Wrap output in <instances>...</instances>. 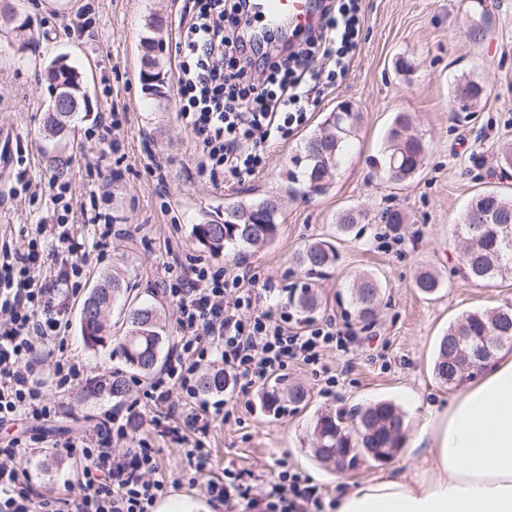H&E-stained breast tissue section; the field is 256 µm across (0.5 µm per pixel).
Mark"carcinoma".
Instances as JSON below:
<instances>
[{"label":"carcinoma","instance_id":"carcinoma-1","mask_svg":"<svg viewBox=\"0 0 512 512\" xmlns=\"http://www.w3.org/2000/svg\"><path fill=\"white\" fill-rule=\"evenodd\" d=\"M158 46L160 43L153 37L142 40L143 77L156 79V82L148 85L155 96L162 94L167 79V71L155 55ZM48 74L51 95L46 133L55 138L64 135L78 113L88 111L90 95L82 72L69 57L59 55L53 58V63L48 65ZM453 94L465 97L469 108L479 106L487 98L485 84L469 77L455 85ZM357 120L358 113L347 105H341L338 111L330 113L321 127L306 139L303 156L297 159L302 170L291 172L289 179L302 180L308 192H325ZM424 150L421 138L412 131L406 119L400 117L388 131L383 165H388L392 156L398 155L404 165L402 180L405 181L421 167ZM266 202L267 199L263 198L229 205L224 208V213L239 217L236 223L206 219L193 225V234L201 245L216 254L228 248L269 244L278 237L280 224L277 221V208L260 210ZM488 210L497 219L485 226L481 213ZM360 220V212L345 210L338 218L337 229L346 234ZM460 236L468 242L467 253L470 257L466 262V271L469 278L490 286L498 279L512 276L511 195L499 191H485L477 195L475 204L464 213ZM336 260V246L326 240L312 242L294 256L297 265L315 272L332 266ZM439 287L438 277L431 272L424 271L416 279V288L423 294H433ZM123 290L119 276L106 275L84 300L80 324L89 346H100L108 339L104 311ZM380 293L381 282L376 276L365 273L355 277L349 298L359 319L374 314L373 307ZM127 321L129 329L117 342L119 350L131 369L150 375L162 359L164 336L161 310L145 304L132 309ZM506 343H512V305L465 314L448 327V334L439 342L433 366L435 376L448 386H455L473 374L477 367L489 362L495 351ZM95 391L120 397L125 392V380L116 376L98 385ZM353 416L358 418L356 427L344 426L340 417L330 413L316 417L311 435L316 444L314 452L318 460L333 459L337 452L344 449L352 460L366 457L377 462L380 457L393 455L399 450L404 415L398 406L389 401H378L364 409L355 408Z\"/></svg>","mask_w":512,"mask_h":512}]
</instances>
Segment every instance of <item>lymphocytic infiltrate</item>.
<instances>
[{"label":"lymphocytic infiltrate","instance_id":"lymphocytic-infiltrate-1","mask_svg":"<svg viewBox=\"0 0 512 512\" xmlns=\"http://www.w3.org/2000/svg\"><path fill=\"white\" fill-rule=\"evenodd\" d=\"M319 16L298 46L279 55L250 58L246 47L250 0H186L177 29L178 118L199 146L196 167L212 184L259 173L268 148L290 135L313 110L324 83L348 70L359 43L361 0H318ZM66 185L57 200L63 216L35 225L21 247L0 245V423L40 421L52 410L41 402L40 347L61 335L65 312L84 275L78 244L66 219ZM160 285L176 302L175 336L162 370L139 385L138 406H116L101 425L65 451L79 456L80 498L49 495L27 470L34 450L20 439L0 448V512H154L167 492L156 451L135 437L139 409L149 430L184 441L198 438L185 455L196 471L210 467L202 435L227 419L225 399L201 396L202 367L221 365L240 396L295 364H319L325 351L348 350L350 324L301 317L288 304L255 292L257 275L247 259L182 258L168 251ZM183 398L171 399L173 389ZM205 493L224 512H323L314 485L280 465L254 495L240 475L208 481Z\"/></svg>","mask_w":512,"mask_h":512}]
</instances>
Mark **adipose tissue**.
<instances>
[{
    "mask_svg": "<svg viewBox=\"0 0 512 512\" xmlns=\"http://www.w3.org/2000/svg\"><path fill=\"white\" fill-rule=\"evenodd\" d=\"M415 463L362 481L336 512H512V352L413 427Z\"/></svg>",
    "mask_w": 512,
    "mask_h": 512,
    "instance_id": "obj_1",
    "label": "adipose tissue"
}]
</instances>
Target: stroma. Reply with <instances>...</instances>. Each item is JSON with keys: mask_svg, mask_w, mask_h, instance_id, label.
<instances>
[{"mask_svg": "<svg viewBox=\"0 0 512 512\" xmlns=\"http://www.w3.org/2000/svg\"><path fill=\"white\" fill-rule=\"evenodd\" d=\"M13 17L0 13V234L19 243L33 225L55 223V176L67 163L68 195L86 209L111 214L114 235L99 244V228L75 221L74 234L86 263L82 287L66 312L67 353L86 372L72 391L53 382L57 350L43 352L42 400L55 416L41 422L16 420L0 425V447L12 438H40L43 448L29 466L32 478L55 496L79 495V473L59 443L91 433L115 403L130 404L135 391L122 399L89 396L94 378L122 375L133 380L117 348L125 332L121 304L106 312L109 338L88 347L81 335L80 308L99 276L117 272L132 289L133 303L152 302L165 316L164 334L174 336L176 306L162 294L158 281L166 247L181 256L206 255L192 227L223 216L225 206L267 196L279 202L280 234L271 244L248 248L257 272L258 289H272L279 300L299 296L311 287L318 299L312 315L354 321L360 343L350 353H326L321 367L293 366L277 382L307 393V405L282 402L277 411L261 408L259 390L234 402L232 414L213 424L205 439L212 466L196 473L171 437L151 434L162 474L175 479L172 497L206 502L204 486L224 470L240 473L253 494L286 462L315 484L325 500L341 489L372 478L390 466L405 471L413 456L409 443L383 465L359 460L339 473L313 456L310 433L317 414L351 409L380 400L398 406L408 422L447 405L456 387L442 384L433 362L450 323L469 311L512 304V278L486 287L463 272L462 243L457 226L471 199L497 190L512 194V164L501 159L512 151V0H486L491 31L480 44L465 32L474 20L470 0H362L359 48L346 76L325 88L305 125L267 153L261 173L213 185L195 167L196 142L175 111V33L173 21L182 0H6ZM164 25L160 59L167 69L163 96L144 89L141 80L144 37L152 19ZM28 22V46H21L13 25ZM65 54L86 76L93 110L75 119L71 131L51 143L44 137L50 100L44 68ZM471 77L488 88L476 112L457 111L453 90ZM349 103L359 122L339 159L332 183L322 194L304 193L288 173L306 139L338 103ZM123 113L115 140L102 139L98 126L107 111ZM406 115L425 145L417 174L395 185L379 174L389 127ZM160 157L163 171L151 168ZM353 208L364 215L349 236H338L337 218ZM406 218L402 243L389 247L383 211ZM334 241L335 265L318 274L298 268L293 256L311 242ZM423 271L441 281L426 296L414 286ZM374 274L383 291L372 321L356 320L348 287L362 273Z\"/></svg>", "mask_w": 512, "mask_h": 512, "instance_id": "1", "label": "stroma"}]
</instances>
